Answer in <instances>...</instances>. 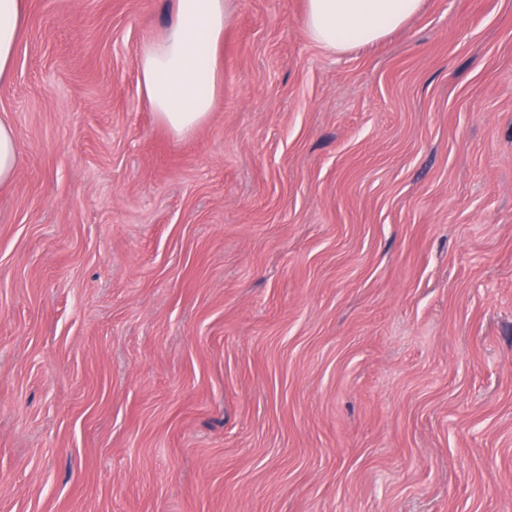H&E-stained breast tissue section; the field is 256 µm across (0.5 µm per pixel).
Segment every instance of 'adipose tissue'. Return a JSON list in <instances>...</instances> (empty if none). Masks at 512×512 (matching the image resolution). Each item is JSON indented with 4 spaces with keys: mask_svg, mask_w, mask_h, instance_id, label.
Instances as JSON below:
<instances>
[{
    "mask_svg": "<svg viewBox=\"0 0 512 512\" xmlns=\"http://www.w3.org/2000/svg\"><path fill=\"white\" fill-rule=\"evenodd\" d=\"M422 0H306L304 29L334 52L375 44L401 28ZM24 0H0V81L14 69L24 27ZM231 23L226 0H174L165 33L138 53L140 88L156 117L174 135L200 127L222 84L219 52Z\"/></svg>",
    "mask_w": 512,
    "mask_h": 512,
    "instance_id": "1",
    "label": "adipose tissue"
}]
</instances>
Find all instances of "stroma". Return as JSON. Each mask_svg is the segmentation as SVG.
<instances>
[{
  "mask_svg": "<svg viewBox=\"0 0 512 512\" xmlns=\"http://www.w3.org/2000/svg\"><path fill=\"white\" fill-rule=\"evenodd\" d=\"M229 0L176 137L173 0H25L0 119V512H512V0L330 51ZM228 0H175L165 33L138 52L140 88L174 135L200 127L222 84L219 52L231 23ZM19 164V154L13 127L0 120V185L9 183Z\"/></svg>",
  "mask_w": 512,
  "mask_h": 512,
  "instance_id": "35a3bbf8",
  "label": "stroma"
}]
</instances>
